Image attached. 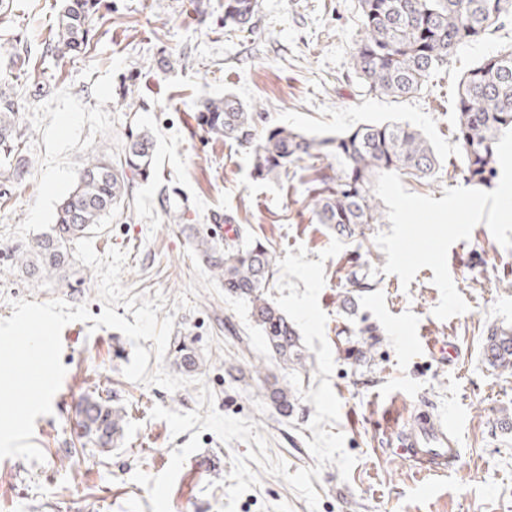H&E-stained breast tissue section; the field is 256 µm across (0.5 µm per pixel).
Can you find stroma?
Returning <instances> with one entry per match:
<instances>
[{"instance_id": "1", "label": "stroma", "mask_w": 512, "mask_h": 512, "mask_svg": "<svg viewBox=\"0 0 512 512\" xmlns=\"http://www.w3.org/2000/svg\"><path fill=\"white\" fill-rule=\"evenodd\" d=\"M103 2L87 52L61 57L47 52L45 40L62 0H0V45L28 41L21 60L0 52V91L18 104L27 162L22 183L0 182V319L20 299L59 298L101 315L91 267L35 287L13 253L53 224L89 154L118 152L128 131H146L154 141V172L133 182L130 218L104 225L93 244L102 256L113 248L127 252L121 284L132 294L165 296L162 313L174 318L170 339L191 343L199 368L195 384L175 392L130 381L122 370L133 346L120 331L68 323L61 334L66 395L34 426L32 441L45 460L0 459V512H152L133 475L161 474L191 434L172 435L150 411L158 404L195 410L203 384L219 413L256 422L269 454L290 471L316 466L307 446L314 405L297 400L284 418L263 400L265 378L283 371L249 304L225 295L195 245L205 236L223 246L219 227L229 223L269 244L277 257L301 245L315 261L336 229L312 212L310 172L255 177L248 151L207 134L197 115L208 101L232 93L268 122L312 136L371 122L409 125L430 141L442 171L403 184L438 200L464 184L455 139L458 83L479 61L512 50L511 16L460 44L423 91L392 99L368 93L353 71L359 0H257L252 28L244 32L225 25L224 0ZM386 261L377 244L361 253L353 238L323 261L318 301L335 363L330 382L341 402L331 431L344 434L356 463L346 481L336 465L322 467L312 482L316 512H512V431L501 427L512 417V376L484 356L493 329H512V249L482 223L451 246L448 269L469 309L446 320L432 313L440 292L431 269L405 286L383 273ZM361 264L377 283L368 293L348 283ZM367 325L374 335H359ZM433 343L452 345V356L430 351ZM106 393L122 408L125 424L103 452L83 437L79 409L86 397ZM424 407L437 421L452 422L461 453L452 469L430 480L389 448L386 436L393 415ZM200 442L177 476L172 512H219L232 459L247 452L245 443H223L210 431ZM259 478L235 512H309L283 478L264 472Z\"/></svg>"}]
</instances>
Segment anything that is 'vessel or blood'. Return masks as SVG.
<instances>
[{
    "label": "vessel or blood",
    "mask_w": 512,
    "mask_h": 512,
    "mask_svg": "<svg viewBox=\"0 0 512 512\" xmlns=\"http://www.w3.org/2000/svg\"><path fill=\"white\" fill-rule=\"evenodd\" d=\"M396 442L398 451L417 462L430 477L443 475L459 458L452 427L434 421L424 411L416 415L409 430L397 431Z\"/></svg>",
    "instance_id": "vessel-or-blood-1"
}]
</instances>
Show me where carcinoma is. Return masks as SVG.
<instances>
[{
  "mask_svg": "<svg viewBox=\"0 0 512 512\" xmlns=\"http://www.w3.org/2000/svg\"><path fill=\"white\" fill-rule=\"evenodd\" d=\"M101 5L102 0H65L48 48L61 55L83 53L90 44L91 16ZM360 5L362 34L352 58L354 72L368 92L394 99L422 91L448 66L459 44L487 34L512 14V0H360ZM256 7L257 0H225L224 23L246 30ZM456 108L460 172L468 184L488 186L497 175L496 143L512 130V51L486 58L461 79ZM18 114L15 100L0 92V153L8 157L19 152L23 137ZM201 120L208 134L249 151L258 178L286 177L302 163L313 170L316 219L336 225L337 234L347 238L358 234L365 240L373 225L385 223L374 192L379 174L421 180L440 170L432 145L408 125L363 124L318 138L281 125L259 126L261 114L230 93L207 103ZM153 156L152 138L131 133L117 155L87 158L75 187L58 204L50 231L14 254L32 283L72 265L78 240L130 208L132 183L151 176ZM26 173V161L18 157L0 178L19 183ZM198 246L224 281V293L250 303L251 317L279 362L305 366L297 330L266 297L277 266L275 251L239 234L225 241L222 252L204 239ZM485 356L492 366L512 373V330L493 333ZM175 364L185 372L198 369L196 354L187 346L176 350ZM263 397L283 417L294 412L296 396L286 382L267 383ZM79 414L83 435L102 448L121 431L123 416L107 397L86 399Z\"/></svg>",
  "mask_w": 512,
  "mask_h": 512,
  "instance_id": "cac0c4a2",
  "label": "carcinoma"
}]
</instances>
